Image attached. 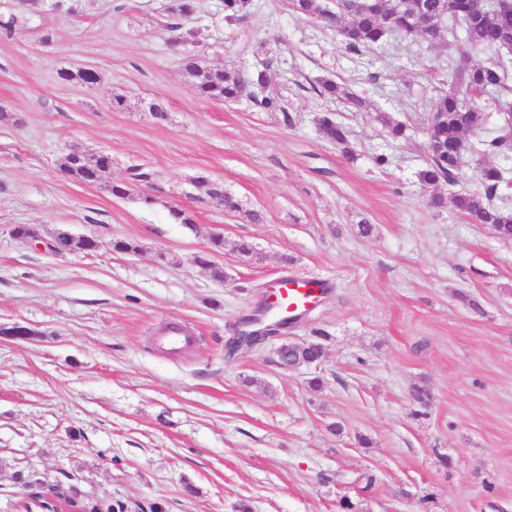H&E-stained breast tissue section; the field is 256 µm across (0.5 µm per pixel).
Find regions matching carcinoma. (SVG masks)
<instances>
[{
	"label": "carcinoma",
	"instance_id": "1",
	"mask_svg": "<svg viewBox=\"0 0 512 512\" xmlns=\"http://www.w3.org/2000/svg\"><path fill=\"white\" fill-rule=\"evenodd\" d=\"M251 0H224V21L232 24L244 18ZM293 12L317 20L326 29L336 30L346 48L362 53L380 47L393 36H398L396 48L411 42L431 45L442 41L448 32V43H463L458 55L451 57L452 86L440 90L433 99L426 118V126H434L426 145L427 159L418 172L420 183L426 188L448 185V195L436 194L430 200L432 207L449 206L470 219L499 228V235L512 237V208L501 203L503 192L512 187V176L507 169L487 161L490 155L512 154V20L502 19L497 0H486L484 9L473 14L465 0H335L334 9H326L317 0H290ZM479 48L495 53L491 61L477 59L470 49ZM197 93L209 99L237 101L250 95V88L265 85L267 72L248 75L233 68L213 69L190 57L185 64ZM318 95L365 111L367 101L344 84L332 79L322 80L316 86ZM490 101L501 116L500 134L487 139L479 136L485 112L484 103ZM265 112H285L287 102L280 94H268L256 101ZM323 137L351 153L346 129L327 111L317 120ZM459 140L463 149L448 152V142ZM470 155L480 166L483 191L471 192L459 187V170L464 155ZM112 160L100 154H84L76 158L63 157L60 168L83 183H94L101 168ZM151 178V173L139 167L129 169L123 182L109 184V192L117 198L130 194L134 181ZM323 355L322 345L283 343L279 358L283 362L315 364Z\"/></svg>",
	"mask_w": 512,
	"mask_h": 512
}]
</instances>
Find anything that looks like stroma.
I'll return each instance as SVG.
<instances>
[{"label":"stroma","mask_w":512,"mask_h":512,"mask_svg":"<svg viewBox=\"0 0 512 512\" xmlns=\"http://www.w3.org/2000/svg\"><path fill=\"white\" fill-rule=\"evenodd\" d=\"M170 2L72 0L60 14L0 0L1 20L19 17L0 36V325L30 330L0 335V512H17L27 479L85 512H341L344 497L353 512H512V241L432 209L417 177L450 48L357 55L288 0H252L234 25L218 0L182 16ZM189 54L244 72L272 60L267 88L287 112L199 96ZM78 67L97 70L94 87L59 79ZM326 78L374 106L337 112L348 155L316 124ZM75 147L111 155L101 182L60 171ZM136 166L152 180L112 197L106 183ZM18 224L104 247L54 254L15 238ZM216 236L220 282L194 261ZM291 275L328 282L319 307L228 353L265 286ZM171 323L196 344L163 349ZM284 342L324 357L283 369ZM416 385L433 395L422 413Z\"/></svg>","instance_id":"stroma-1"}]
</instances>
